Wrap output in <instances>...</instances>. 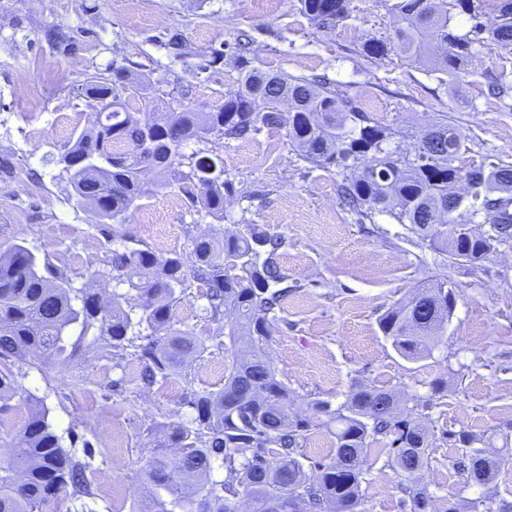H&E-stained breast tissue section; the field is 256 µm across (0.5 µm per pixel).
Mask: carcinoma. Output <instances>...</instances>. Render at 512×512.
Segmentation results:
<instances>
[{
	"mask_svg": "<svg viewBox=\"0 0 512 512\" xmlns=\"http://www.w3.org/2000/svg\"><path fill=\"white\" fill-rule=\"evenodd\" d=\"M324 0H301V10L320 31L335 29L322 18ZM401 18L394 35L369 38L356 54L372 63L393 51L431 64L429 74L452 80L487 43L512 45V0H395ZM466 16L461 33L454 19ZM49 45L75 50L70 31L45 30ZM237 91L216 112L179 107L154 123L131 112L96 113L94 124L73 137L59 163L77 203L90 206L100 224H123L153 188L171 175L198 183L189 194L197 211L224 218L229 182L209 170L211 156H200L183 172V146L209 137L244 139L264 127L283 128L290 145L306 162L342 171L339 196L359 222L387 214L417 237L454 260L476 264L502 245H512V198L494 192L512 187V165L482 161L455 165L467 151L466 137L443 119L419 137L413 154L390 147L392 132L371 119L356 103L339 97L317 77H293L247 65L239 59ZM125 78L120 69L110 79L86 88L95 106L116 98L114 86ZM488 90L512 91V71L492 77ZM90 157L76 169L70 161ZM470 225L466 237L450 227ZM282 239L266 232L227 230L220 239L195 237L187 264L184 255L166 256L146 248H115L110 268L96 276L115 282L109 296L74 288L57 276L46 259L14 244L0 252V401L16 394L15 361L51 359L65 364L80 352L90 329L96 339L116 349H134L141 381L165 383L202 356L203 342L171 328V310L185 290L187 274L205 288V313L220 322L232 315L225 337L234 353L224 387L192 391L186 404L195 412L191 424L172 421L157 437L159 450L142 469L144 480L172 499L156 497L153 512H360L362 486L370 472L373 447L387 452V464L404 477L402 512H431L433 495L425 480L433 433L427 410L444 391V381L430 384L431 396L400 393L357 383L335 407L328 400L311 404L312 414L292 411L288 385L277 377L267 347L277 332V311L288 294L277 263ZM235 261L236 273L224 266ZM120 286L136 292L132 306ZM456 300L448 280L439 279L409 300L389 309L379 328L396 352L410 362L432 354L433 339L452 317ZM80 328L76 341L69 331ZM29 414L21 430L0 436V512H42L44 504L69 493L91 495L86 465L63 446L44 401L27 396ZM325 430L333 446L326 462L305 471L303 452L311 434ZM463 450L459 465L467 481L489 484L498 461L486 454L487 441L468 430L442 436ZM224 479H211L215 464Z\"/></svg>",
	"mask_w": 512,
	"mask_h": 512,
	"instance_id": "carcinoma-1",
	"label": "carcinoma"
}]
</instances>
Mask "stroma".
Listing matches in <instances>:
<instances>
[{"label":"stroma","mask_w":512,"mask_h":512,"mask_svg":"<svg viewBox=\"0 0 512 512\" xmlns=\"http://www.w3.org/2000/svg\"><path fill=\"white\" fill-rule=\"evenodd\" d=\"M52 25L73 29L75 53L47 44L42 31ZM398 25L384 0H350L348 17L330 32L316 30L300 0H0V155L15 165L13 174L0 177V250L23 243L48 257L74 286L88 287L121 243L154 248L163 239L168 252L185 255L191 238L219 237L228 227L280 236L277 261L288 295L269 356L295 391L294 411L308 415L316 399L340 404L360 382L426 397L432 381L444 380L448 387L429 411L435 440L425 479L433 512L484 491L512 512V447L502 441L512 435V248L470 265L430 249L387 215L357 222L339 201L336 170L301 159L282 129L185 146V154L224 161L232 189L220 221L197 213L182 182L172 180L106 235L92 209L69 198L60 175L61 154L94 119L85 93L90 77L126 69L115 93L144 120L159 118L176 102L209 112L237 90L240 69L229 55L217 68L203 72L199 66L211 49L242 38L251 41L253 66L325 77L331 89L391 128L401 151L413 152L422 130L445 118L470 147L458 166L487 154L512 165V107L486 88L488 75L512 69V47L479 49L461 77L443 85L417 60L392 53L368 63L356 55L361 41L393 36ZM174 31L184 42L178 58L165 45ZM61 113L66 123H58ZM82 251L89 254L86 263L64 264V255ZM438 277L447 278L455 293L454 314L431 358L407 361L378 320ZM204 303L199 282L191 279L172 308L173 327L207 346L188 378L142 388L134 355L116 356L102 340L87 343L68 364L16 369L18 392L0 411V433L24 425L27 395L42 398L57 433L72 436L73 451L92 450L93 512H148L153 499L141 469L155 447L153 424L190 420L187 392L219 390L232 363L231 349L215 345L226 326L205 316ZM459 430L493 439L488 451L501 465L486 487L467 483L461 449L440 439ZM402 482L384 459L373 460L362 512H399Z\"/></svg>","instance_id":"obj_1"}]
</instances>
